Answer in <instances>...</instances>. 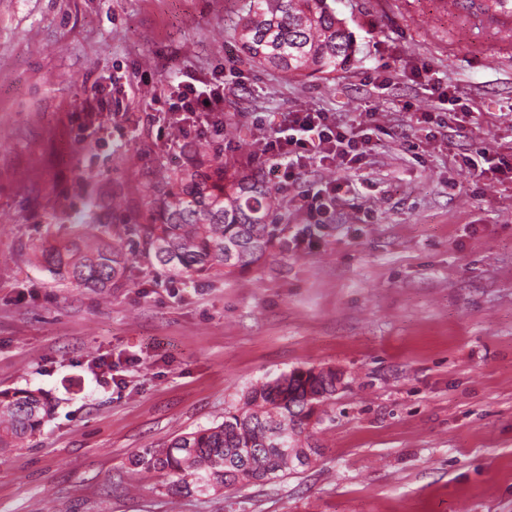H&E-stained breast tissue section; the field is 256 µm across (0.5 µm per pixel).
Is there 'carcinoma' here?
<instances>
[{
	"mask_svg": "<svg viewBox=\"0 0 512 512\" xmlns=\"http://www.w3.org/2000/svg\"><path fill=\"white\" fill-rule=\"evenodd\" d=\"M233 31L249 61L287 79L329 75L355 60L352 32L328 0H249ZM150 193V223L127 224L112 237L78 229L42 245L36 262L80 287L110 292L125 286L136 259H148L167 279L209 281L248 269L273 244L277 188L253 173L225 177L224 164L205 151L181 170L159 168ZM331 374L298 368L256 384L223 421L144 448L131 464L181 496L297 474L288 452L302 447V435L335 395ZM52 413L39 389L1 392L0 448L35 438Z\"/></svg>",
	"mask_w": 512,
	"mask_h": 512,
	"instance_id": "carcinoma-1",
	"label": "carcinoma"
}]
</instances>
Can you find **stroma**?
<instances>
[{"instance_id": "obj_1", "label": "stroma", "mask_w": 512, "mask_h": 512, "mask_svg": "<svg viewBox=\"0 0 512 512\" xmlns=\"http://www.w3.org/2000/svg\"><path fill=\"white\" fill-rule=\"evenodd\" d=\"M244 3L0 0V391L54 405L26 447L0 448V512H512V180L467 164L479 146L512 154V58L488 54L480 27L454 43L443 0H335L356 64L289 81L243 58L231 26ZM225 60L228 171L258 149L255 115L374 112L363 169L315 162L294 187H357L318 244L289 246L306 217L287 193L274 247L206 284L140 260L104 297L34 264L70 225L148 223L153 171L210 150L170 126L134 70L203 85ZM422 64L465 109L444 137L416 123L431 105L411 75ZM90 75L130 120L83 117ZM101 357L124 388L94 382ZM309 367L342 383L303 471L178 498L131 465L222 421L252 384Z\"/></svg>"}]
</instances>
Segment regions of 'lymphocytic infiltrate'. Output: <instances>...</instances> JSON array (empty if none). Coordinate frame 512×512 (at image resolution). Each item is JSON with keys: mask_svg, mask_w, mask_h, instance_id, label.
<instances>
[{"mask_svg": "<svg viewBox=\"0 0 512 512\" xmlns=\"http://www.w3.org/2000/svg\"><path fill=\"white\" fill-rule=\"evenodd\" d=\"M413 76L431 91L433 107L422 113L423 123L440 129L449 127L456 118V98L441 87L430 67L415 68ZM141 82L151 91H162L173 122L183 137L202 140L210 132L223 129V85L198 88L194 74L188 71L183 72L174 85H162L160 78L148 76L142 77ZM250 128L258 138L257 158L271 163L276 184L283 191L292 189L311 163L332 165L340 161L358 169L372 150L370 123L363 122L354 128L337 121L335 113L316 109L281 112L271 121L257 116ZM352 193V183L344 180L325 187L314 185L301 194L299 208L304 211L307 222L293 238L295 248L309 247L330 224L338 195Z\"/></svg>", "mask_w": 512, "mask_h": 512, "instance_id": "f902f5d3", "label": "lymphocytic infiltrate"}]
</instances>
